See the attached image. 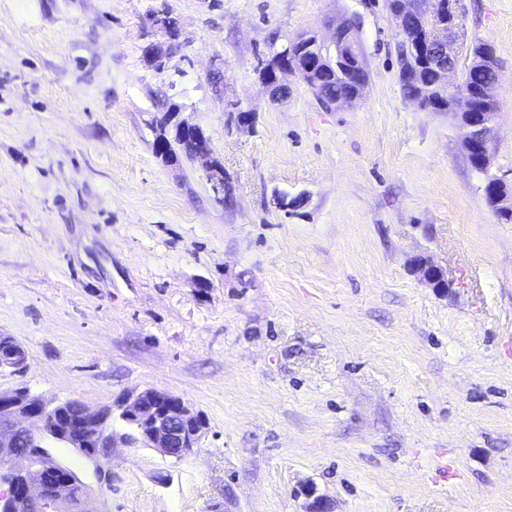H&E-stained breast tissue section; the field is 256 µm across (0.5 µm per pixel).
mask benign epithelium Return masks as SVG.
I'll list each match as a JSON object with an SVG mask.
<instances>
[{
  "label": "benign epithelium",
  "mask_w": 512,
  "mask_h": 512,
  "mask_svg": "<svg viewBox=\"0 0 512 512\" xmlns=\"http://www.w3.org/2000/svg\"><path fill=\"white\" fill-rule=\"evenodd\" d=\"M389 12L398 21V32L408 49L418 57L415 68L432 72L435 83L448 94V111L458 114L466 129L464 148L471 165L487 170V143L498 114L499 83L475 91L478 106L473 110L470 93L453 80L462 30L453 0H391ZM332 30L329 44L314 32H302L286 46L272 50L264 84L271 101L283 97L287 75L314 83L321 70L345 74L365 67L360 18L345 16ZM309 43L323 48L315 62L304 56L303 45ZM210 155L208 141L201 140L195 156L207 159L205 178L215 198L222 202L226 195L224 168ZM487 186L485 197L490 206L500 215L511 214L512 194L505 182L493 176ZM415 269L434 288L449 287L443 269L427 258L417 257ZM26 362L25 349L13 337L0 335V372H19ZM116 419L127 429L123 434L127 444L155 448L175 459L197 451L206 429L203 416L183 398L153 389L127 395L113 407L100 408L75 399L49 404L26 387L0 390V512H92L85 508L87 484L40 448L44 439L51 438L95 461L102 467L97 474L102 479L112 473V466H104V461L112 460V425ZM23 439L28 448L20 451L18 445Z\"/></svg>",
  "instance_id": "benign-epithelium-1"
}]
</instances>
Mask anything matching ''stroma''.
Here are the masks:
<instances>
[{
    "label": "stroma",
    "mask_w": 512,
    "mask_h": 512,
    "mask_svg": "<svg viewBox=\"0 0 512 512\" xmlns=\"http://www.w3.org/2000/svg\"><path fill=\"white\" fill-rule=\"evenodd\" d=\"M455 8L498 59L490 170L512 180V0ZM351 14L363 97L328 110L292 78L268 102L269 42ZM400 42L386 0H0V334L28 353L0 390L155 389L206 421L181 460L118 444L108 485L56 448L94 512H302L309 488L333 512H512V223L456 115L404 99ZM167 105L224 202L157 154ZM211 149L209 143L205 137L200 141L198 149L194 157L206 158V166L204 168V175L207 182L210 184L211 189L215 195V198L219 202H224V195H226V179L224 176V165L216 163L213 159H210ZM415 269L420 278L437 290H446L449 287L446 274L442 268L432 264L427 258L419 256L415 259Z\"/></svg>",
    "instance_id": "35a3bbf8"
}]
</instances>
